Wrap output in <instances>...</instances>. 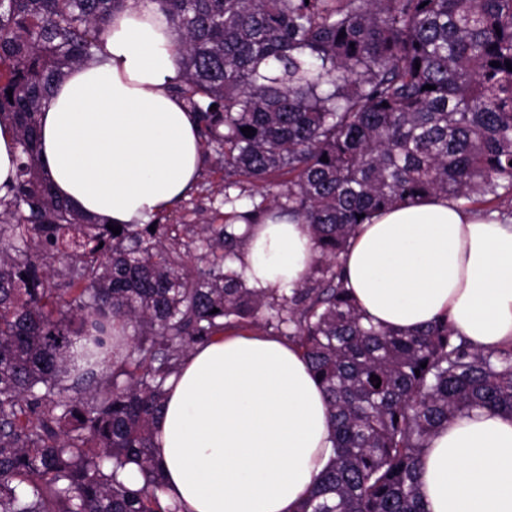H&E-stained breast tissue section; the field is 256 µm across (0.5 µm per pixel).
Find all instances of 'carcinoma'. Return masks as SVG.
<instances>
[{
    "mask_svg": "<svg viewBox=\"0 0 512 512\" xmlns=\"http://www.w3.org/2000/svg\"><path fill=\"white\" fill-rule=\"evenodd\" d=\"M140 3L179 33L171 91L224 166L228 218L248 199L314 234L294 287L247 286L233 224L202 225L193 266L188 225L115 235L53 193L38 163L51 85ZM508 61L512 0H0V126L19 151L0 195V512H179L154 454L166 382L194 344L262 324L307 359L334 426L297 512H425L428 440L479 408L512 415V349L473 350L446 319L365 322L342 255L372 214L427 196L512 217Z\"/></svg>",
    "mask_w": 512,
    "mask_h": 512,
    "instance_id": "obj_1",
    "label": "carcinoma"
}]
</instances>
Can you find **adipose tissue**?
<instances>
[{
  "label": "adipose tissue",
  "instance_id": "adipose-tissue-1",
  "mask_svg": "<svg viewBox=\"0 0 512 512\" xmlns=\"http://www.w3.org/2000/svg\"><path fill=\"white\" fill-rule=\"evenodd\" d=\"M178 34L157 6L125 9L97 59L58 79L39 162L90 217L145 224L186 198L203 164L194 113L174 96ZM318 248L308 225L258 213L241 250L249 287L298 284ZM346 286L373 324L413 332L448 317L481 351L512 347V223L430 196L360 225ZM325 394L296 345L217 333L166 384L155 457L183 512H294L332 453ZM426 512H512V415L479 409L430 439Z\"/></svg>",
  "mask_w": 512,
  "mask_h": 512
}]
</instances>
